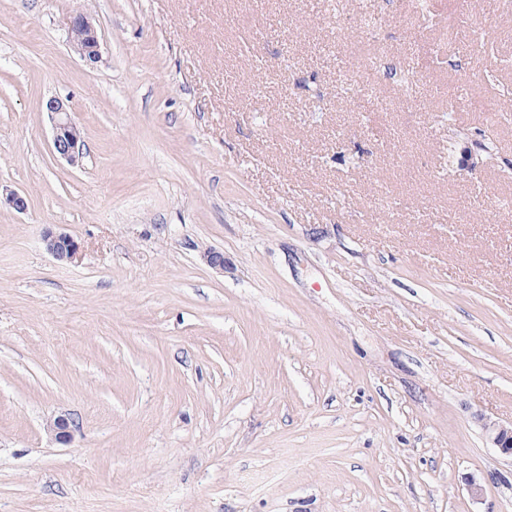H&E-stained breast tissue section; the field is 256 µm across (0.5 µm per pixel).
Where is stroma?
<instances>
[{
    "instance_id": "35a3bbf8",
    "label": "stroma",
    "mask_w": 512,
    "mask_h": 512,
    "mask_svg": "<svg viewBox=\"0 0 512 512\" xmlns=\"http://www.w3.org/2000/svg\"><path fill=\"white\" fill-rule=\"evenodd\" d=\"M506 91L507 0H0V512H512ZM71 48L89 65L101 59V44L97 28L91 15L76 13L71 20L69 29ZM46 109L53 120V151L73 167L82 165L84 140L70 106L62 99H49ZM46 250L59 261H70L78 251V244L68 234L48 231L43 238ZM478 420L482 422L485 435L493 447L498 448L502 455L512 459V421L507 425L487 420L483 416Z\"/></svg>"
}]
</instances>
